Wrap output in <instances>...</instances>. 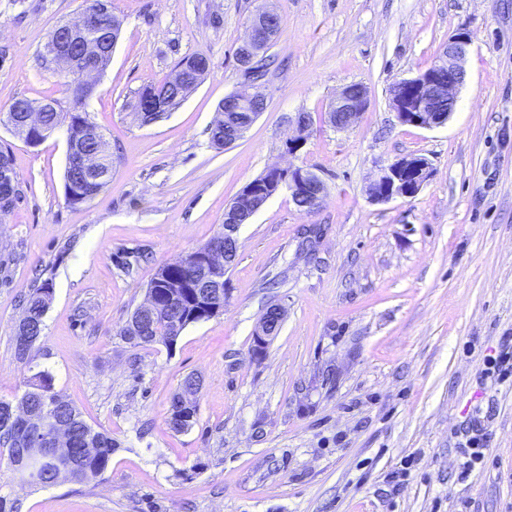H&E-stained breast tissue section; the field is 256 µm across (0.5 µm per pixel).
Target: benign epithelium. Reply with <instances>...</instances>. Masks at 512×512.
Segmentation results:
<instances>
[{"mask_svg":"<svg viewBox=\"0 0 512 512\" xmlns=\"http://www.w3.org/2000/svg\"><path fill=\"white\" fill-rule=\"evenodd\" d=\"M274 11L263 8L257 11L249 27V34L241 45L239 63L248 68L251 60L264 53L273 41L277 30L272 26L270 17ZM470 40L468 34L459 31L448 38L436 62L434 72H419L401 79L392 86L391 106L398 121L404 125L420 128H435L445 125L454 113L457 103L456 91L466 79L464 61L468 54ZM243 99L229 95L224 97V107L238 106V136L224 139L228 147L238 141V137L252 127L267 108V99L259 91L246 87L240 90ZM250 99L259 103L256 112L239 109L243 100ZM368 104V91L364 86H345L329 107L328 119L333 127L343 131L355 126ZM270 178L257 182L248 190L245 201L224 210V237L213 245L211 256L224 257V269L231 268L238 253L240 226L249 221L282 188L287 189L295 205L306 211L321 205L325 194L323 179L312 169L303 167L269 169ZM429 176V163L423 157H404L379 169L369 187V196L375 202H387L394 198L415 196ZM201 289L200 296L212 298L221 295L224 289V277L212 270L208 262H203V276L196 281ZM284 317V308L277 304L268 308L255 328L254 347L264 348L276 337L279 323Z\"/></svg>","mask_w":512,"mask_h":512,"instance_id":"7a95c632","label":"benign epithelium"}]
</instances>
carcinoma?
<instances>
[{"mask_svg": "<svg viewBox=\"0 0 512 512\" xmlns=\"http://www.w3.org/2000/svg\"><path fill=\"white\" fill-rule=\"evenodd\" d=\"M84 42L90 44L111 31H119V23L108 7V0H84L81 19ZM44 68L53 71L63 80V86L70 88L78 82L83 74V67L72 62L62 64L58 58L48 52L41 53ZM209 59L203 54H194L183 58L177 65V71L184 72L180 84L166 81L162 84H147L137 92L133 108L149 110L150 100H161L163 107L154 113V119L162 116L179 105L202 81ZM36 121L44 126L66 128L68 142L79 147H87L92 153L86 162L110 173L112 172V155L108 151L104 134L90 120L88 112L75 101L72 109L60 112H36ZM232 127L231 118L216 113L211 127L212 145L224 147V132ZM106 182L102 181L92 187L78 183L74 170L64 172V195L71 205L85 203L95 196ZM206 246H201L187 253L176 263L161 265L146 292L154 295L159 304L167 306V311L151 320L150 333L141 336L142 319L148 313L138 314L134 321L127 320L121 328L120 335L135 346H150L156 343L171 347L176 344L183 331L190 325L212 318L207 308L200 305L192 294L191 283L197 280L198 269L195 257ZM52 296L51 284L47 281L35 287L26 301L23 320L26 321L24 334L42 336L44 316ZM0 400V458L7 459L14 472H19L12 449L36 448L40 454L41 467L37 484L55 485L62 482L86 484L102 477L109 469L112 452L116 447L112 437L93 429L82 417L75 406L55 389L50 372L41 370L32 375L27 389L13 402L18 409L14 419L5 413ZM198 395L187 396L183 391L176 392L171 400L168 425L176 432H185L196 421ZM58 413L67 435V441L57 444L49 438L50 432L44 431L47 412ZM21 482L30 486L36 484L26 479Z\"/></svg>", "mask_w": 512, "mask_h": 512, "instance_id": "obj_1", "label": "carcinoma"}]
</instances>
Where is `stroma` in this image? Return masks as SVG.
Listing matches in <instances>:
<instances>
[{
  "label": "stroma",
  "mask_w": 512,
  "mask_h": 512,
  "mask_svg": "<svg viewBox=\"0 0 512 512\" xmlns=\"http://www.w3.org/2000/svg\"><path fill=\"white\" fill-rule=\"evenodd\" d=\"M263 3L281 20L256 81L268 107L218 149L208 128L247 81L237 50ZM82 5L0 0V147L20 189L0 220V399L49 371L117 448L86 485L32 488L1 462L0 492L22 512H512V378L485 373L512 340V0H112L120 38L85 101L112 179L72 205L65 132L32 146L5 117L23 98L71 108L39 55ZM461 29L471 42L453 117L401 124L392 84L432 66ZM198 53L210 60L202 82L142 123L136 91ZM351 83L368 106L339 131L327 112ZM299 112L311 120L301 134ZM411 156L429 162L421 190L371 201L379 168ZM289 164L320 174L325 197L306 212L280 191L241 226L223 313L170 349L125 340L158 266L207 243L247 183ZM46 279L43 336L22 360L17 325ZM271 304L284 320L257 359ZM190 375L202 382L196 422L176 432L170 401ZM477 433L485 458L471 469Z\"/></svg>",
  "instance_id": "stroma-1"
}]
</instances>
